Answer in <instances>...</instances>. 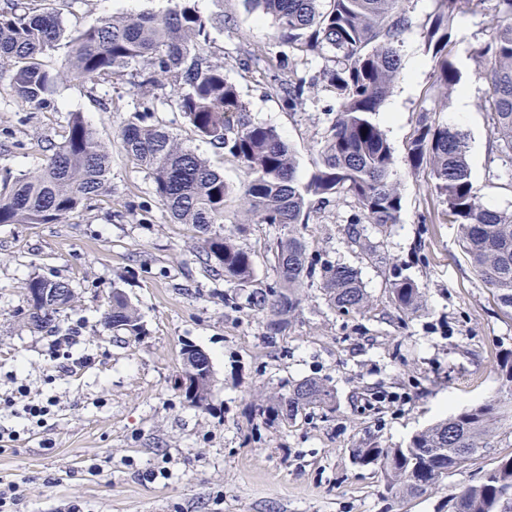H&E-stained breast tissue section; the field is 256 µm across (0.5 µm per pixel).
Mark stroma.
<instances>
[{
    "instance_id": "1",
    "label": "stroma",
    "mask_w": 512,
    "mask_h": 512,
    "mask_svg": "<svg viewBox=\"0 0 512 512\" xmlns=\"http://www.w3.org/2000/svg\"><path fill=\"white\" fill-rule=\"evenodd\" d=\"M55 11L69 30L102 18L161 12L168 0H28ZM202 15L223 18L209 51L224 61L252 121L273 126L291 147L300 180H308L334 117L333 93L318 87L302 109L288 110L270 88L281 64L314 75L324 57L293 55L275 39L272 18L247 0H193ZM412 28L401 73L372 120L390 144L399 178L398 223L362 219L356 200L341 195L312 210L304 237L310 259L356 268L370 299L367 313L328 306L318 280L307 281L301 305L280 334L249 305V289L225 281L198 253L191 225L175 223L146 170L124 151L121 131L140 104L131 85L60 84L56 108L37 111L11 96L0 70V131L17 145L0 168L30 171L43 144L63 140L66 113L80 112L111 152L112 193L79 209L65 224H0V482L22 492L20 512H441L497 458L512 454V424L497 429L491 453L449 471L420 497L382 500L379 472L352 460L353 448H401L410 438L462 409L512 400L501 365L512 351V312L477 276L456 225L446 223L427 168H413L410 147L420 111L466 136L473 186L488 206L512 212V161L496 149L482 107L481 52L495 26L493 0H462L452 28V61L460 90L440 88L424 31L434 0H411ZM262 48L265 62L247 71L243 52ZM469 93L468 111L458 107ZM153 123L207 159L238 185V163L196 135L179 113L160 108ZM359 242H352V229ZM277 226L251 225L237 243L255 262L254 286L274 273L265 243ZM424 292L423 311L399 315L389 294L395 276ZM33 276L68 281L75 292L52 332L26 327L24 284ZM125 292L144 327L116 336L101 324L112 289ZM67 336V370L53 357ZM210 358L214 385L206 406H189L177 388L182 348ZM323 380L336 410L311 409L268 426L254 415L260 399L307 378ZM51 402L42 423L2 398L18 385Z\"/></svg>"
}]
</instances>
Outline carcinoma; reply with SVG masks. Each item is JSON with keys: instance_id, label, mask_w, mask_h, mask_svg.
Instances as JSON below:
<instances>
[{"instance_id": "1", "label": "carcinoma", "mask_w": 512, "mask_h": 512, "mask_svg": "<svg viewBox=\"0 0 512 512\" xmlns=\"http://www.w3.org/2000/svg\"><path fill=\"white\" fill-rule=\"evenodd\" d=\"M191 0H170L163 14L111 16L80 30H67L58 14L35 13L27 0H6L0 8V67L12 72L10 91L39 110L54 107L52 96L63 81L97 85L131 84L141 91V109L122 130L126 153L144 167L155 192L173 221L190 224L207 264L224 278L245 287L254 280L251 252L224 233L227 203L238 202L239 231L249 224H271L280 234L267 247L275 285L251 292L249 303L263 313L270 335L279 334L297 311L305 282L320 275L328 303L341 314L366 311L368 297L359 271L343 264L308 260L302 236L314 204L347 193L373 224H395L401 210L391 147L371 120L390 95L401 67V47L411 27L409 0H247L270 16L278 38L298 56L333 53L319 75L294 70L274 79L272 89L288 109L303 107L317 83L338 103L321 161L300 182L290 147L277 130L251 121L235 85L224 78V63L212 60L207 46L215 22L202 16ZM498 23L482 52L483 101L492 121L498 150L512 160V0H495ZM425 33L435 61L436 82L460 86L461 72L450 60V29L461 0H435ZM65 49L64 64L43 68L40 58ZM173 105L193 130L232 157L243 178L235 188L209 162L182 147L163 126L147 123L160 97ZM411 165L430 170L432 190L444 206L442 216L458 227L471 264L496 292L501 307L512 311V213L486 206L474 190L465 135L458 128L435 124L428 113L419 119ZM112 193L110 154L80 112L65 117L63 142L50 148L39 167L0 176V224H62L72 213ZM37 288H61L64 300L33 301ZM26 323L34 330L55 326L74 290L65 280L34 276L25 282ZM389 291L396 309L413 314L423 292L408 277L398 276ZM104 328L140 336L143 326L124 292L112 289L102 314ZM333 391L322 380L305 379L288 392L257 405L266 422L293 420L307 409H332ZM505 405L491 399L463 409L412 436L404 448L370 443L352 449L356 464L373 467L383 478L382 496L395 500L435 490L439 479L466 460L491 450L489 438L506 418ZM512 498V455L498 458L479 480L448 503V512H496Z\"/></svg>"}]
</instances>
